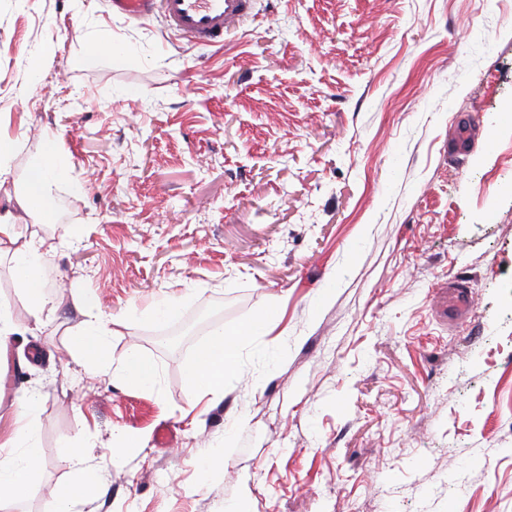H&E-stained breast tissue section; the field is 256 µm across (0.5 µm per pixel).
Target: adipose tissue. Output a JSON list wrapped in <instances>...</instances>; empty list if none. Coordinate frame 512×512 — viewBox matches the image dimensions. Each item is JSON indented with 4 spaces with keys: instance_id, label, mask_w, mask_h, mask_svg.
<instances>
[{
    "instance_id": "obj_1",
    "label": "adipose tissue",
    "mask_w": 512,
    "mask_h": 512,
    "mask_svg": "<svg viewBox=\"0 0 512 512\" xmlns=\"http://www.w3.org/2000/svg\"><path fill=\"white\" fill-rule=\"evenodd\" d=\"M61 162V151L54 143L32 162L21 195V203L27 211L43 209L62 170ZM7 250L12 251L17 276L32 300V316L34 320H41L49 304L42 289L44 258L54 247L50 244L38 247L24 241L21 225L6 213L0 214V252ZM99 306L96 300L86 303L85 310L92 313L93 318L76 332L73 348L90 359L96 372L106 374L116 366L135 384L155 385L158 368L138 351H129L120 363H113L107 345L112 322L99 313ZM257 330V323L251 322L236 329L219 327L213 331L191 368V377L201 392L215 396L223 391L225 375L236 368L237 341ZM36 408V396H29L19 408L15 428L0 437V505L21 502L27 495L39 456Z\"/></svg>"
}]
</instances>
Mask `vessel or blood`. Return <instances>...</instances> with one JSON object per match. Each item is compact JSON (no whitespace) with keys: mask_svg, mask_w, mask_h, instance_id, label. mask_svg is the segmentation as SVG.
Instances as JSON below:
<instances>
[{"mask_svg":"<svg viewBox=\"0 0 512 512\" xmlns=\"http://www.w3.org/2000/svg\"><path fill=\"white\" fill-rule=\"evenodd\" d=\"M113 12L145 18L161 14L189 42L211 45L256 16L257 0H110Z\"/></svg>","mask_w":512,"mask_h":512,"instance_id":"b4317fda","label":"vessel or blood"}]
</instances>
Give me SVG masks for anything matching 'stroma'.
Instances as JSON below:
<instances>
[{
	"label": "stroma",
	"mask_w": 512,
	"mask_h": 512,
	"mask_svg": "<svg viewBox=\"0 0 512 512\" xmlns=\"http://www.w3.org/2000/svg\"><path fill=\"white\" fill-rule=\"evenodd\" d=\"M257 13L206 47L110 0H0V211L58 246L38 326L0 255L26 328L0 353V429L39 396L11 512H51L77 444L105 491L74 512H512V0ZM100 39L116 53L90 56ZM53 136L64 174L24 212ZM171 296L174 320L153 319ZM79 298L120 319L113 360L138 350L155 386L94 374L71 345ZM260 319L201 396L199 346ZM126 436L140 450L117 452Z\"/></svg>",
	"instance_id": "obj_1"
}]
</instances>
